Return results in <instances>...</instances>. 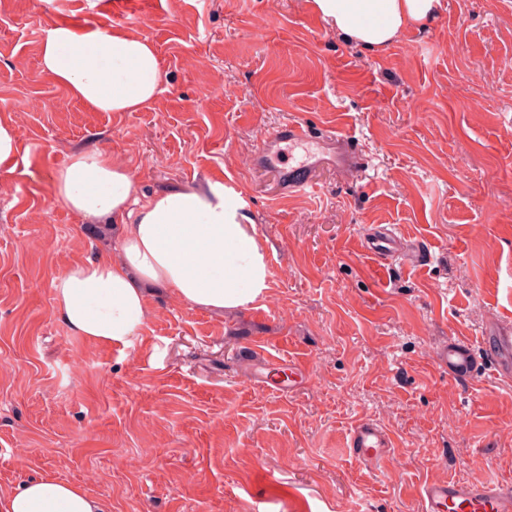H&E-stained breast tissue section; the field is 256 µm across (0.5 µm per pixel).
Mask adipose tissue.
Segmentation results:
<instances>
[{"instance_id": "obj_1", "label": "adipose tissue", "mask_w": 512, "mask_h": 512, "mask_svg": "<svg viewBox=\"0 0 512 512\" xmlns=\"http://www.w3.org/2000/svg\"><path fill=\"white\" fill-rule=\"evenodd\" d=\"M343 41L385 50L410 29L431 23L442 0H311ZM42 75L96 112H135L151 105L164 80L146 36L124 29H46ZM54 197L84 220L121 225L111 256L65 267L52 282L55 312L73 335L129 348L150 314L148 291L167 289L192 307L234 313L263 302L271 272L240 192L210 181L199 188L136 197L135 180L111 152L79 149L52 180ZM0 512H112L82 486L45 474L0 494Z\"/></svg>"}]
</instances>
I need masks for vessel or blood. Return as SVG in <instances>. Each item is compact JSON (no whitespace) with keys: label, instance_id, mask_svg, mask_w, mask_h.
Segmentation results:
<instances>
[{"label":"vessel or blood","instance_id":"1","mask_svg":"<svg viewBox=\"0 0 512 512\" xmlns=\"http://www.w3.org/2000/svg\"><path fill=\"white\" fill-rule=\"evenodd\" d=\"M308 148L305 161L277 170L279 182L292 193L305 192L311 185L310 175L321 165V157L333 152L340 167L359 165L361 157L353 140L335 131L314 130L312 126L292 121L270 132L264 139L265 154L276 153L280 143ZM363 249L379 267L425 265L431 253L419 243L393 229H374L363 237ZM437 366L447 369L450 379L466 385L486 370H494L504 379L512 378V323H493L478 342L464 336H452L434 353ZM393 446L386 429L378 422L365 419L353 429L348 448L359 461L380 464ZM425 512H512V484L490 479L481 483L451 480L423 487Z\"/></svg>","mask_w":512,"mask_h":512}]
</instances>
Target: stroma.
Masks as SVG:
<instances>
[{"label": "stroma", "instance_id": "1", "mask_svg": "<svg viewBox=\"0 0 512 512\" xmlns=\"http://www.w3.org/2000/svg\"><path fill=\"white\" fill-rule=\"evenodd\" d=\"M56 23L147 36L165 72L155 102L94 112L47 81ZM0 116L21 140L0 173L1 493L51 473L112 512H423L426 483L512 481V381L460 385L433 359L512 316V0H443L379 53L309 0H0ZM294 120L354 131L361 165L281 189L258 153ZM79 149L110 151L143 195L241 190L267 300L221 316L157 288L133 347L72 335L54 277L119 247L52 194ZM374 225L431 246V263L375 271L361 251ZM251 340L301 383L261 386ZM367 418L394 442L378 468L346 446Z\"/></svg>", "mask_w": 512, "mask_h": 512}]
</instances>
